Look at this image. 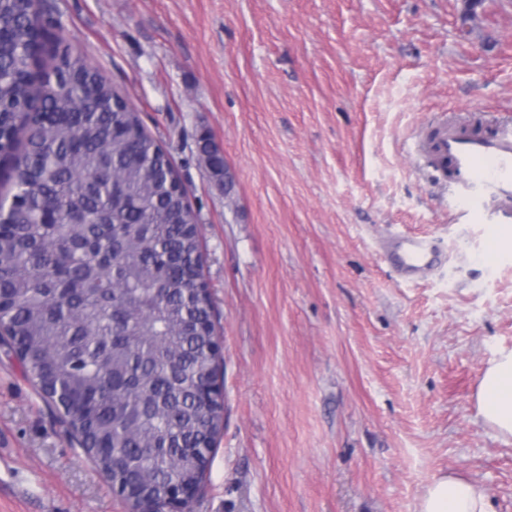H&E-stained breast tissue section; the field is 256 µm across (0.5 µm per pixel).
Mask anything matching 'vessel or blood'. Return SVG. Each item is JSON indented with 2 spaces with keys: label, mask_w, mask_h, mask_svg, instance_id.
I'll return each mask as SVG.
<instances>
[{
  "label": "vessel or blood",
  "mask_w": 512,
  "mask_h": 512,
  "mask_svg": "<svg viewBox=\"0 0 512 512\" xmlns=\"http://www.w3.org/2000/svg\"><path fill=\"white\" fill-rule=\"evenodd\" d=\"M428 153L434 168L449 170L456 200L482 222L488 256L507 258L493 232L512 228V127L482 133L464 121L444 119L432 125ZM387 259L402 275L418 277L435 268L438 251L428 237L402 234L390 241Z\"/></svg>",
  "instance_id": "obj_1"
}]
</instances>
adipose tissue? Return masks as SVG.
<instances>
[{
	"label": "adipose tissue",
	"instance_id": "ef3b65f1",
	"mask_svg": "<svg viewBox=\"0 0 512 512\" xmlns=\"http://www.w3.org/2000/svg\"><path fill=\"white\" fill-rule=\"evenodd\" d=\"M477 412L500 436L512 438V350L500 351L485 369L477 390ZM419 512H494L486 488L451 475L434 478Z\"/></svg>",
	"mask_w": 512,
	"mask_h": 512
}]
</instances>
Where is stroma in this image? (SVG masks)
<instances>
[{
    "mask_svg": "<svg viewBox=\"0 0 512 512\" xmlns=\"http://www.w3.org/2000/svg\"><path fill=\"white\" fill-rule=\"evenodd\" d=\"M171 155L198 216L223 426L191 512H418L434 477L512 512L477 415L512 348V258L428 167L425 132L512 123V0H47ZM224 155L211 174L197 140ZM436 239L400 276L385 246ZM0 512H127L0 347ZM387 259L402 275L418 277L435 268L438 251L425 236L402 234L389 242Z\"/></svg>",
    "mask_w": 512,
    "mask_h": 512,
    "instance_id": "1",
    "label": "stroma"
}]
</instances>
